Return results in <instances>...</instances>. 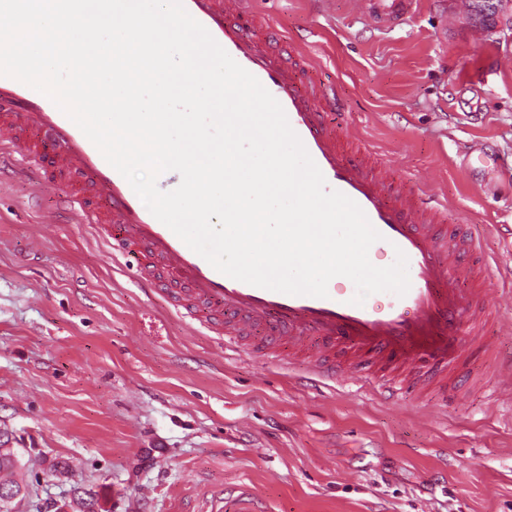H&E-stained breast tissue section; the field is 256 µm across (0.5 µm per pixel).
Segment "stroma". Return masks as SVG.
I'll use <instances>...</instances> for the list:
<instances>
[{"instance_id":"obj_1","label":"stroma","mask_w":512,"mask_h":512,"mask_svg":"<svg viewBox=\"0 0 512 512\" xmlns=\"http://www.w3.org/2000/svg\"><path fill=\"white\" fill-rule=\"evenodd\" d=\"M253 13L335 86L330 122L380 154L395 184L429 180L448 224L512 280V0L493 29L454 0L399 26L354 0H254ZM479 343L449 385L382 405L311 386L305 366L221 349L146 294L49 188L0 177V432L18 449L17 512H512V309L487 295Z\"/></svg>"}]
</instances>
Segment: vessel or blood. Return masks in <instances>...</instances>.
I'll return each instance as SVG.
<instances>
[{
    "label": "vessel or blood",
    "mask_w": 512,
    "mask_h": 512,
    "mask_svg": "<svg viewBox=\"0 0 512 512\" xmlns=\"http://www.w3.org/2000/svg\"><path fill=\"white\" fill-rule=\"evenodd\" d=\"M249 0H183L186 11L283 107L290 126L322 172L326 187L356 202L381 238L370 259L408 258L405 295L379 292L352 304L354 284L330 287L327 297L288 295L230 278L213 268L155 218L127 180L45 95L0 76V170L21 171L35 184L55 188L95 225L113 255L135 262L141 287L163 291L178 309L208 306L209 329L241 354H269L287 347L306 357L311 380L346 385L371 382L372 394L390 402L419 386L414 371L431 361L444 372L456 367L463 346L456 333L462 303H469V334L483 329L485 286H473L466 254L471 241L452 237L444 220L448 204H429L395 190L368 148L352 149L327 121L335 89L308 90L303 66L277 48L270 34L253 30ZM416 0H356L375 25H396ZM471 282L461 293L460 282Z\"/></svg>",
    "instance_id": "1"
}]
</instances>
